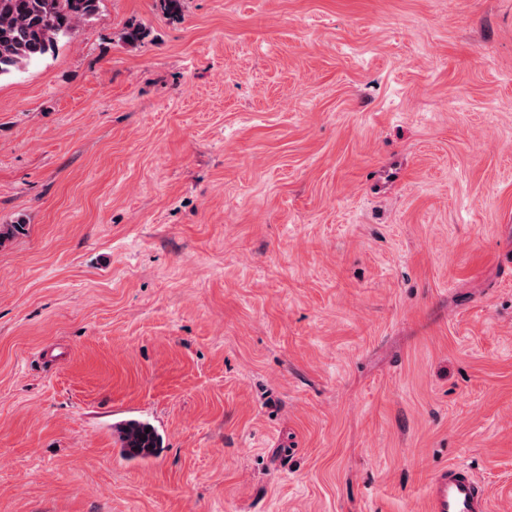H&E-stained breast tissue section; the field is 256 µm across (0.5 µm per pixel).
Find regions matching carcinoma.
Wrapping results in <instances>:
<instances>
[{
    "instance_id": "obj_1",
    "label": "carcinoma",
    "mask_w": 512,
    "mask_h": 512,
    "mask_svg": "<svg viewBox=\"0 0 512 512\" xmlns=\"http://www.w3.org/2000/svg\"><path fill=\"white\" fill-rule=\"evenodd\" d=\"M100 0H0V77L20 71L53 51L91 18ZM130 459L156 456L162 438L150 424L132 420L121 436Z\"/></svg>"
}]
</instances>
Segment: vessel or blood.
Masks as SVG:
<instances>
[{
    "label": "vessel or blood",
    "instance_id": "obj_1",
    "mask_svg": "<svg viewBox=\"0 0 512 512\" xmlns=\"http://www.w3.org/2000/svg\"><path fill=\"white\" fill-rule=\"evenodd\" d=\"M425 497L427 512H512V501L494 504L484 481L461 461L438 467L427 482Z\"/></svg>",
    "mask_w": 512,
    "mask_h": 512
}]
</instances>
